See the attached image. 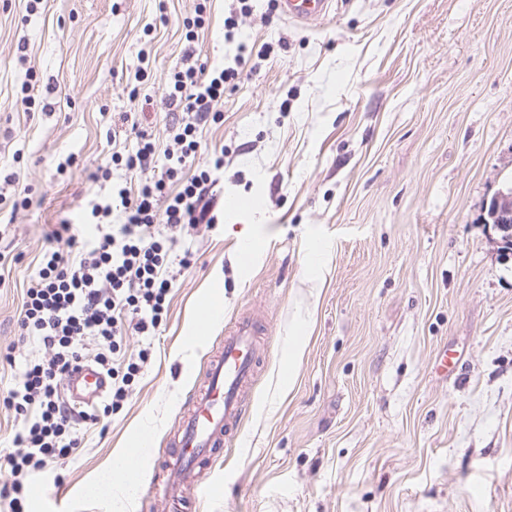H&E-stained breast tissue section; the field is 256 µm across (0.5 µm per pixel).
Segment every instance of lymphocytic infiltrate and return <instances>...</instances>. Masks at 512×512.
I'll list each match as a JSON object with an SVG mask.
<instances>
[{
  "label": "lymphocytic infiltrate",
  "mask_w": 512,
  "mask_h": 512,
  "mask_svg": "<svg viewBox=\"0 0 512 512\" xmlns=\"http://www.w3.org/2000/svg\"><path fill=\"white\" fill-rule=\"evenodd\" d=\"M205 11L200 2L194 18L185 21L183 60L167 80L165 107L176 115L172 147L158 151L143 133L134 150L113 152L110 165L90 172L95 182L110 181L116 168L140 173L143 181L135 190L113 184L109 195L87 200L91 235H75L68 222H60L48 235L52 249L43 254L37 277L24 292L17 327L41 353L25 363L12 388L0 393V406L14 411L18 421L12 451L0 455V467L10 471L9 481L0 484V502H7L10 512H25L33 473L50 471L80 447L77 420L62 396L66 374L90 360L111 379L106 400L81 419L95 424L119 410L151 355L146 347L137 360H121L122 341L130 332L156 335L168 309L170 270L189 267L193 260L191 251H177L176 231L219 221L211 189L214 174L224 169L223 154H215L192 177H179L199 148L200 124L223 103L225 84L239 76L234 66L207 76L192 64L195 31L204 27ZM158 224L166 226L165 235H155Z\"/></svg>",
  "instance_id": "lymphocytic-infiltrate-1"
}]
</instances>
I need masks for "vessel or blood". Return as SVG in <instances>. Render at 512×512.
<instances>
[{"instance_id": "obj_1", "label": "vessel or blood", "mask_w": 512, "mask_h": 512, "mask_svg": "<svg viewBox=\"0 0 512 512\" xmlns=\"http://www.w3.org/2000/svg\"><path fill=\"white\" fill-rule=\"evenodd\" d=\"M333 0H277L282 18L320 22L327 18ZM257 319H231L224 343L209 358L206 374L179 415L173 435L172 453L159 465L156 481L147 492L167 503L171 512H180L188 493L203 489L204 471L234 440L240 421L248 409L247 396L259 364ZM107 381L92 364L78 366L65 380V391L74 405L90 407L102 399Z\"/></svg>"}]
</instances>
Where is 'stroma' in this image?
Wrapping results in <instances>:
<instances>
[{"instance_id":"obj_1","label":"stroma","mask_w":512,"mask_h":512,"mask_svg":"<svg viewBox=\"0 0 512 512\" xmlns=\"http://www.w3.org/2000/svg\"><path fill=\"white\" fill-rule=\"evenodd\" d=\"M196 4L43 0L30 13L26 0H0V171H19L33 200L0 211V354L14 358L0 361V391L38 352L16 321L47 232L63 220L82 232L84 199L110 191L87 171L142 131L169 145L166 77ZM229 6L206 4V69L224 62ZM239 31L270 50L226 86L182 174L223 151L213 192L246 207L182 231L194 259L172 270L166 318L151 341L123 346L128 360L150 346L149 361L79 455L30 479L27 512H47L58 490L68 512H113L84 487L137 427L154 445L129 512H164L145 490L224 338L219 322L190 341L211 298L225 319L262 323V364L240 434L191 512H512V261L482 221L512 178V0H335L315 24L254 0ZM32 75L34 109L21 93ZM70 156L73 176L58 174ZM244 233L260 245L246 266ZM316 237L329 271L291 366L284 349L311 300ZM442 352L458 361L445 377L433 371Z\"/></svg>"}]
</instances>
